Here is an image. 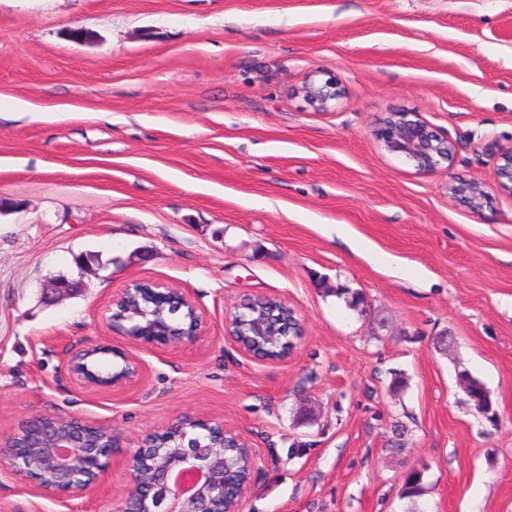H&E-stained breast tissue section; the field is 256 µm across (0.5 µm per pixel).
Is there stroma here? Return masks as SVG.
<instances>
[{
	"label": "stroma",
	"mask_w": 512,
	"mask_h": 512,
	"mask_svg": "<svg viewBox=\"0 0 512 512\" xmlns=\"http://www.w3.org/2000/svg\"><path fill=\"white\" fill-rule=\"evenodd\" d=\"M319 70L342 89L327 112L295 93ZM396 110L452 163L387 152ZM509 151L512 0H0V441L49 414L118 442L79 493L0 472V512H120L140 439L183 417L253 449L243 512H407L415 469L424 512H512ZM462 182L489 202L469 208ZM60 277L76 290L46 299ZM136 280L186 289L202 335L111 334L103 310ZM247 296L296 310L287 360L226 338ZM95 345L128 349L139 378L76 385L67 361ZM459 377L464 378L468 382L470 394L467 393L466 387L462 383L461 385L468 398V402L474 407V409L490 421L497 419V405L492 399L490 391L487 389L486 385L467 370L458 374V378ZM422 492V472L413 470L405 477L400 490L401 498L407 499L411 505L407 512H421L418 510V498Z\"/></svg>",
	"instance_id": "35a3bbf8"
}]
</instances>
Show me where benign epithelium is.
<instances>
[{
	"label": "benign epithelium",
	"mask_w": 512,
	"mask_h": 512,
	"mask_svg": "<svg viewBox=\"0 0 512 512\" xmlns=\"http://www.w3.org/2000/svg\"><path fill=\"white\" fill-rule=\"evenodd\" d=\"M304 101L316 110L328 109L339 96L335 80H308L298 90ZM386 149L407 159L422 160L430 171L443 162L453 159L455 147L449 140L438 143L437 131L428 123L409 118V114L396 112L383 122L378 132ZM500 187L512 191V152L504 155L503 164L497 171ZM153 294L163 299L178 294L193 312V329L171 335L163 333L150 336H130L126 332V319L116 315L117 308L133 292L127 286L112 296L104 317L107 329L123 338L128 344L150 345L157 348L175 346L201 335L204 327L203 314L198 310L186 290L173 288L163 282L151 281ZM112 353L114 349L88 347L74 353L67 368L71 379L86 387L112 386L120 388L133 381L140 373L136 357L123 354L126 367L111 376L98 375L88 369L87 360L97 353ZM42 441L33 448H14L5 442L0 445V470H7L24 482H30L43 491L78 493L96 483L101 475V458L112 454L117 447L116 437H111L106 448L93 445L84 437V422L60 416L42 417ZM167 460L151 484L139 478L142 461L146 454ZM224 442L196 441L192 448H180L177 454L167 448H147L140 442L130 460L131 486L125 497L122 512H242V492L224 501Z\"/></svg>",
	"instance_id": "7a95c632"
}]
</instances>
